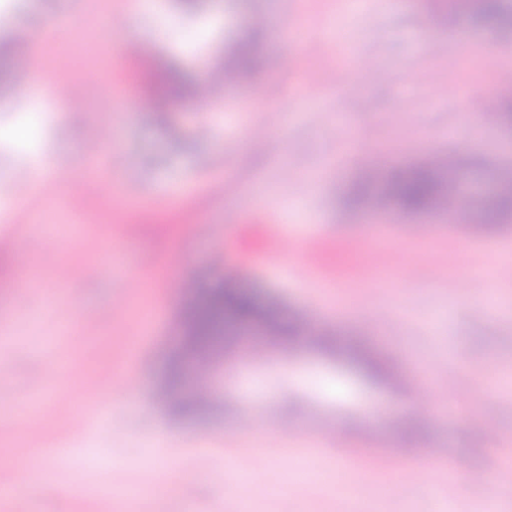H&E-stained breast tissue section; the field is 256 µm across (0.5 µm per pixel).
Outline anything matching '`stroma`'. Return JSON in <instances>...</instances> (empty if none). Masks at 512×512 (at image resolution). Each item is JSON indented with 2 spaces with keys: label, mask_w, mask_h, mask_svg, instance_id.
Wrapping results in <instances>:
<instances>
[{
  "label": "stroma",
  "mask_w": 512,
  "mask_h": 512,
  "mask_svg": "<svg viewBox=\"0 0 512 512\" xmlns=\"http://www.w3.org/2000/svg\"><path fill=\"white\" fill-rule=\"evenodd\" d=\"M431 12L427 0H364L356 14L346 0H209L195 16L176 0H157L152 12L132 0H9L0 38L31 39L11 65L39 78L0 96V390L10 398L0 480L14 487L9 512H512V492L497 481L512 449L487 432L512 435V262L500 259L512 229L479 230L489 221L480 196L512 169V130L471 128L458 106L461 94L498 86L512 31L465 14L421 29ZM257 16L266 20L263 68L222 103H183L162 116L146 102L138 58L204 77ZM75 42L81 53L57 54ZM432 42L442 50L430 51ZM476 45L484 55L471 54ZM102 51L105 75L81 61ZM360 61L380 80L354 78ZM337 71L346 82L313 91L312 81ZM59 78L81 93L80 121L54 94ZM34 151L67 172L51 192H29ZM450 151L465 161L470 234L441 212L346 207L367 161L400 167ZM225 181L233 196L217 191ZM49 214L69 227L66 239L46 230ZM277 238L290 259L269 253ZM70 261L85 272L61 279ZM229 280L305 337L253 355L241 339L262 340L261 325L233 327L206 369L185 364L182 391L203 394L201 415L173 417L160 377L181 342L183 311ZM489 291L497 313L462 314ZM332 302L346 310L324 328L360 338L429 388L433 408L415 438L395 429L413 413V388L369 384L317 347L313 320ZM444 370L471 402L430 383ZM127 373L123 402L100 416L99 400ZM249 414L254 433L238 435ZM286 425L307 442L334 432L341 446H289L277 438ZM439 446L448 457L428 468ZM425 470L426 491L396 493ZM453 470L468 477L459 494L448 489ZM186 483L188 497L178 492Z\"/></svg>",
  "instance_id": "35a3bbf8"
}]
</instances>
